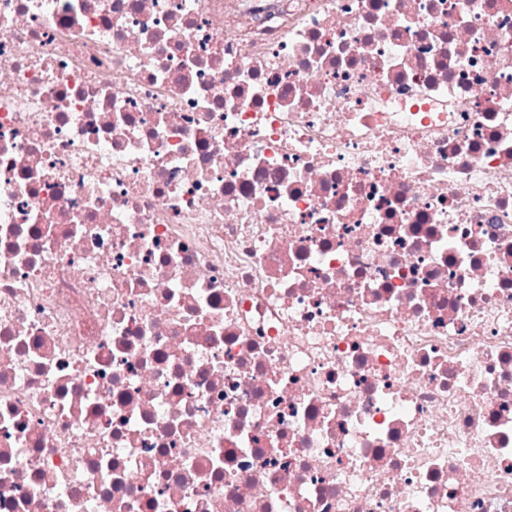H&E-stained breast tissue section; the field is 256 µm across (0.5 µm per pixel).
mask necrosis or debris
I'll use <instances>...</instances> for the list:
<instances>
[{
    "label": "necrosis or debris",
    "mask_w": 512,
    "mask_h": 512,
    "mask_svg": "<svg viewBox=\"0 0 512 512\" xmlns=\"http://www.w3.org/2000/svg\"><path fill=\"white\" fill-rule=\"evenodd\" d=\"M0 512H512V0H0Z\"/></svg>",
    "instance_id": "obj_1"
}]
</instances>
